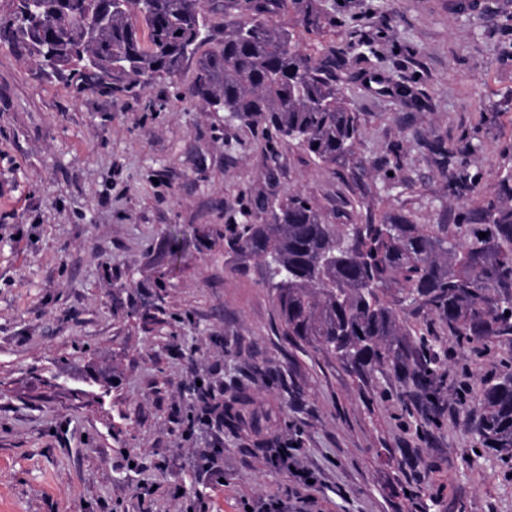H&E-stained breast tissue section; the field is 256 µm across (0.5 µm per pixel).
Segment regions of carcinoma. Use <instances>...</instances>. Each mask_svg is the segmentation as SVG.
Wrapping results in <instances>:
<instances>
[{
  "instance_id": "cac0c4a2",
  "label": "carcinoma",
  "mask_w": 512,
  "mask_h": 512,
  "mask_svg": "<svg viewBox=\"0 0 512 512\" xmlns=\"http://www.w3.org/2000/svg\"><path fill=\"white\" fill-rule=\"evenodd\" d=\"M16 0L0 33L54 72L87 88L131 91L156 76H176L200 55L188 94L224 119L272 130L319 162L344 167L355 158L360 117L343 93L345 57H316L268 17L293 7L318 26L321 0ZM224 17V43L206 53L212 19ZM256 212L272 221L235 224L230 252L262 260L283 334L337 358L360 374L398 373L404 405L423 404L417 426L444 411L448 380L436 342L416 336L400 315L424 314L445 340L478 358L498 348V375L459 399L474 418L476 447L512 457V187L476 214L483 226L459 240L450 225L415 224L391 212L379 222L328 224L312 199L260 195ZM487 237H479V233ZM215 414L236 433L260 430L266 414L244 385L224 394Z\"/></svg>"
}]
</instances>
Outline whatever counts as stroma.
<instances>
[{
    "label": "stroma",
    "instance_id": "stroma-1",
    "mask_svg": "<svg viewBox=\"0 0 512 512\" xmlns=\"http://www.w3.org/2000/svg\"><path fill=\"white\" fill-rule=\"evenodd\" d=\"M322 8L315 31L291 10L269 22L316 56L371 43L344 86L361 204L345 169L190 97L196 60L133 93L90 90L0 41V512H512V464L473 453L454 403L416 433L393 372L361 380L288 343L260 260L224 245L260 192L310 197L329 224L401 210L475 230L512 179V0ZM390 81L412 100L379 93ZM156 301L160 322L130 317ZM254 362L271 371L249 382L269 448L204 425L195 390Z\"/></svg>",
    "mask_w": 512,
    "mask_h": 512
}]
</instances>
